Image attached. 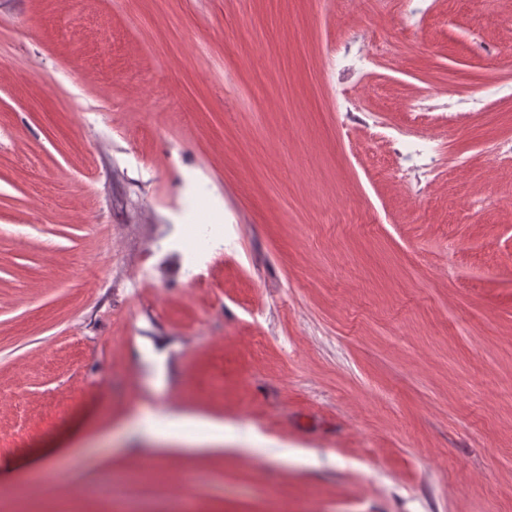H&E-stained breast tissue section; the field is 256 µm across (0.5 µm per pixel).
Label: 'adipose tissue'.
<instances>
[{
  "label": "adipose tissue",
  "instance_id": "1",
  "mask_svg": "<svg viewBox=\"0 0 512 512\" xmlns=\"http://www.w3.org/2000/svg\"><path fill=\"white\" fill-rule=\"evenodd\" d=\"M130 436L188 447H217L224 443V427L193 416L142 411L126 426Z\"/></svg>",
  "mask_w": 512,
  "mask_h": 512
}]
</instances>
